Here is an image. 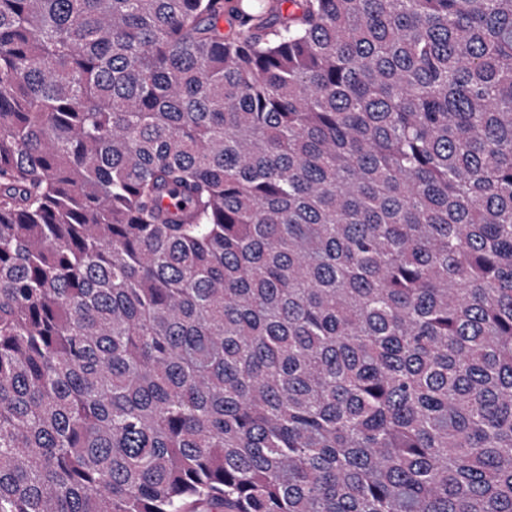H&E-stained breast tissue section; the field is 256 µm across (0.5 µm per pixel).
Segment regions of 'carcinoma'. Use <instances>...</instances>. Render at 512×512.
I'll return each instance as SVG.
<instances>
[{
	"label": "carcinoma",
	"instance_id": "cac0c4a2",
	"mask_svg": "<svg viewBox=\"0 0 512 512\" xmlns=\"http://www.w3.org/2000/svg\"><path fill=\"white\" fill-rule=\"evenodd\" d=\"M282 2L0 0V512H512V0Z\"/></svg>",
	"mask_w": 512,
	"mask_h": 512
}]
</instances>
